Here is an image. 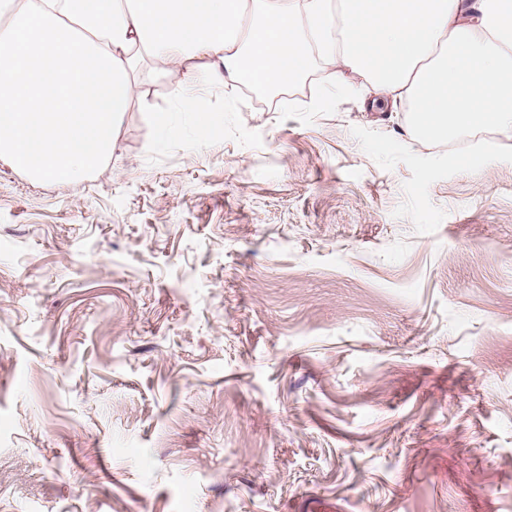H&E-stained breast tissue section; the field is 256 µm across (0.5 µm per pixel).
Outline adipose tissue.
Listing matches in <instances>:
<instances>
[{
    "mask_svg": "<svg viewBox=\"0 0 512 512\" xmlns=\"http://www.w3.org/2000/svg\"><path fill=\"white\" fill-rule=\"evenodd\" d=\"M408 97L432 140L512 133V0H13L0 13V162L34 179L86 176L115 150L138 59L222 65L285 83L311 54Z\"/></svg>",
    "mask_w": 512,
    "mask_h": 512,
    "instance_id": "1",
    "label": "adipose tissue"
}]
</instances>
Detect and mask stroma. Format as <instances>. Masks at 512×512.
<instances>
[{
    "label": "stroma",
    "instance_id": "1",
    "mask_svg": "<svg viewBox=\"0 0 512 512\" xmlns=\"http://www.w3.org/2000/svg\"><path fill=\"white\" fill-rule=\"evenodd\" d=\"M133 82L83 180L0 162V512H512V139Z\"/></svg>",
    "mask_w": 512,
    "mask_h": 512
}]
</instances>
